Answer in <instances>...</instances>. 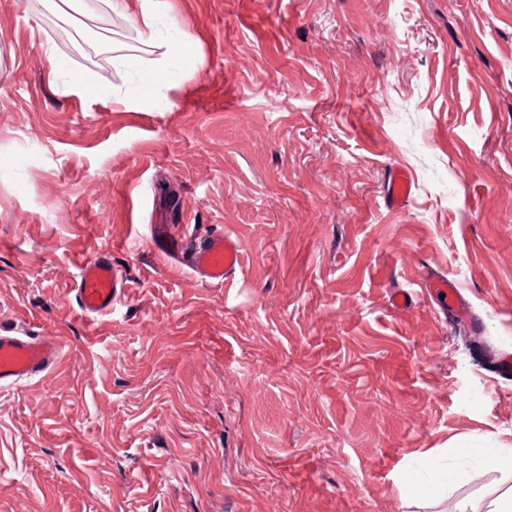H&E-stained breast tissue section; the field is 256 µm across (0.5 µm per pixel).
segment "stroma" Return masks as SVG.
Instances as JSON below:
<instances>
[{
	"instance_id": "35a3bbf8",
	"label": "stroma",
	"mask_w": 512,
	"mask_h": 512,
	"mask_svg": "<svg viewBox=\"0 0 512 512\" xmlns=\"http://www.w3.org/2000/svg\"><path fill=\"white\" fill-rule=\"evenodd\" d=\"M153 4L195 54L132 110L49 64L129 89L131 18L0 0V328L62 345L0 389V512H486L512 470L461 447L512 448V384L421 278L512 352V0ZM155 224L236 235L240 271L207 285ZM97 254L125 284L86 317ZM443 465V498L402 484ZM67 85L72 91L82 93L90 99H104L108 95V89L103 83L90 84L82 76L69 72ZM411 192V182L407 174L402 170H395L389 179L388 201L392 206L403 204ZM121 288L122 274L112 258L96 255L82 263L76 303L85 316L103 313L112 310Z\"/></svg>"
}]
</instances>
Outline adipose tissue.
I'll use <instances>...</instances> for the list:
<instances>
[{
  "instance_id": "adipose-tissue-1",
  "label": "adipose tissue",
  "mask_w": 512,
  "mask_h": 512,
  "mask_svg": "<svg viewBox=\"0 0 512 512\" xmlns=\"http://www.w3.org/2000/svg\"><path fill=\"white\" fill-rule=\"evenodd\" d=\"M190 45L188 36H181L174 46L168 47L149 66L144 65L140 56L134 54L114 55L113 67L127 71L134 82L135 90L126 95V102L134 106L162 103L171 78V67L176 61L186 57Z\"/></svg>"
}]
</instances>
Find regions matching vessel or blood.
<instances>
[{"mask_svg":"<svg viewBox=\"0 0 512 512\" xmlns=\"http://www.w3.org/2000/svg\"><path fill=\"white\" fill-rule=\"evenodd\" d=\"M411 192V182L404 171H394L389 179L390 205L403 204ZM153 245L156 249L181 257L193 273L205 283L220 286L235 275L240 266L241 243L230 234H209L195 240H177L167 235L164 226H157ZM427 294L444 296L454 301L453 314L463 318L467 310L455 300L452 282L425 277ZM122 288V274L110 256H94L81 266L75 299L87 316L111 310ZM58 341L48 336L34 337L0 329V387L12 386L41 376L53 369L61 355Z\"/></svg>","mask_w":512,"mask_h":512,"instance_id":"vessel-or-blood-1","label":"vessel or blood"}]
</instances>
